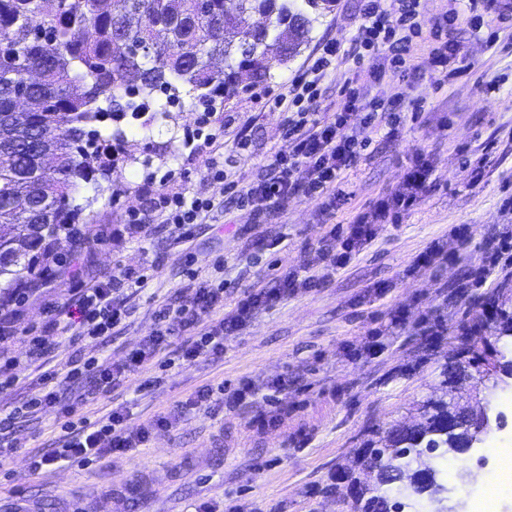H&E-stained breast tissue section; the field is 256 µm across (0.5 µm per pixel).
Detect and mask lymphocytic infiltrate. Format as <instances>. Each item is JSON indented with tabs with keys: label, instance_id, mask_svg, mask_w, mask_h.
<instances>
[{
	"label": "lymphocytic infiltrate",
	"instance_id": "1",
	"mask_svg": "<svg viewBox=\"0 0 512 512\" xmlns=\"http://www.w3.org/2000/svg\"><path fill=\"white\" fill-rule=\"evenodd\" d=\"M382 2L362 0V22L355 37L361 52L354 62L356 67L366 68L369 85L402 80L420 70L435 71L447 65L448 46L442 41V33L463 23L464 17L458 9L446 11L426 28L419 19V0H401V9L396 14L389 13ZM425 34L432 40L427 57L420 59L410 55L409 42ZM340 52L338 44L324 45L321 55L307 71L295 76L285 92L272 98L273 107H283L288 112L285 135L292 148L285 155L272 154L266 175L239 189L240 200L267 208L286 206L289 198L299 192L309 196L333 195L342 173L363 157L368 143L358 139L351 124L356 104L367 94L369 85L346 82L343 86L347 99L345 107L327 117L319 110L318 79ZM427 177V165L417 164L402 191L391 200L381 201L373 210L360 214L348 237L340 242L338 264L346 265L360 248L372 241L377 223L386 218L389 210L407 212L418 206ZM214 207L212 201L188 197L185 189L172 190L163 185L156 190L150 209L142 214L131 213L129 221L144 229L153 224H173L182 228L204 223ZM318 283V278L312 276L302 278L295 272L286 274L273 287L248 292L237 302L231 315L220 319L215 313L224 306L223 289L195 286L192 308L160 309L155 331L125 363L105 369L91 360L74 363L63 378L55 371H43L38 377L41 395L25 402L20 410L0 417V456L13 447V426L19 416L36 415L48 407L55 409L63 436L58 448L31 457L32 471L38 472L44 466L56 463L87 467L114 452L137 451L152 431L173 428L178 421L177 415H159L133 427L126 425L124 415L117 410L93 420L82 415L83 400L61 399V380L85 378L91 380L97 393L111 394L129 373L155 359L168 345L172 330L167 320L171 317L178 319L187 331L177 351L179 359L192 362L203 356L223 354L225 335L253 311L272 306L297 289L312 288ZM15 313L12 300L0 301V378L10 383L15 381V371L21 365L20 359L9 353L18 336L13 321ZM127 313L120 284L97 283L79 289L63 304L50 306L48 323L58 331L61 341L71 343L85 337L109 335Z\"/></svg>",
	"mask_w": 512,
	"mask_h": 512
}]
</instances>
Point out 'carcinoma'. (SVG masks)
I'll use <instances>...</instances> for the list:
<instances>
[{"label": "carcinoma", "instance_id": "carcinoma-1", "mask_svg": "<svg viewBox=\"0 0 512 512\" xmlns=\"http://www.w3.org/2000/svg\"><path fill=\"white\" fill-rule=\"evenodd\" d=\"M304 5H299V2ZM333 0H0V278L7 284L32 270L22 262L48 237L79 220L84 207L72 204L80 183L92 181L100 153L94 126L107 116L149 111L147 98L159 91L169 102L184 93L212 108L216 98L239 92L242 76L272 79L265 43L297 31L286 62L308 42L317 10ZM224 57V70L209 58ZM82 85L74 95L72 85ZM137 94L142 102L120 103ZM433 431L417 441L412 429L391 433V452L400 467L385 469L369 496L356 498L354 512H386L437 485L439 469L410 487L416 456L409 448H436L435 457L465 450L474 420L444 431L448 402H428Z\"/></svg>", "mask_w": 512, "mask_h": 512}]
</instances>
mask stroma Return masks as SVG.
Listing matches in <instances>:
<instances>
[{"instance_id": "35a3bbf8", "label": "stroma", "mask_w": 512, "mask_h": 512, "mask_svg": "<svg viewBox=\"0 0 512 512\" xmlns=\"http://www.w3.org/2000/svg\"><path fill=\"white\" fill-rule=\"evenodd\" d=\"M360 0H333L316 13L310 40L294 58L273 63L272 78L217 105L223 124L204 120L198 102L169 106L154 93L158 115L144 124L132 114L99 123L101 156L117 157L110 177L81 184L85 207L76 237L46 239L31 254L34 271H54L46 288L22 297L11 348L25 358L27 334H43L49 305L66 301L83 283L123 280L147 272L143 288L125 289L130 315L111 335L63 343L46 363L67 373L76 357L99 366L125 360L157 327L160 307L191 308V277L223 287L224 308L277 275L309 267L324 273L321 287L298 290L254 314L224 342L221 356L193 363L165 351L112 396L86 404L93 418L123 406L137 425L178 413L176 428L160 430L135 454L114 453L87 469L51 466L32 472L29 459L56 447L62 433L53 412L19 419L14 449L0 458V512L29 504L35 512H72L77 492L98 500L97 512H351L346 488L365 480L364 451L379 447L399 427L420 423L429 400L443 396L447 376L460 380L454 395L475 413L503 416L505 427L468 450L469 468L512 449V377L499 368L512 360V338L496 321L512 314V277L480 272L492 239L512 242V33L496 44L487 29L452 30L448 67L428 70L401 85L394 109L396 134L365 126L375 86L354 113L352 127L369 140L368 157L343 174L340 198L297 194L281 210L239 206L236 184L254 179L268 155L291 149L283 136L285 112L266 106L328 42L338 58L321 80V111L342 110L345 81L366 83L346 55L361 24ZM424 103L413 116L412 101ZM122 130L123 140L110 134ZM222 137L227 180L213 179L195 159L204 142ZM484 159L472 183L470 165ZM429 178L420 204L377 229L375 240L346 266L334 267L321 245L332 228L349 232L355 215L402 188L417 161ZM191 174L192 195L221 202L190 239L169 224L138 233L129 211L149 208L154 190L174 174ZM163 383L148 386V379ZM208 385L245 402L221 413L179 412L178 404Z\"/></svg>"}]
</instances>
